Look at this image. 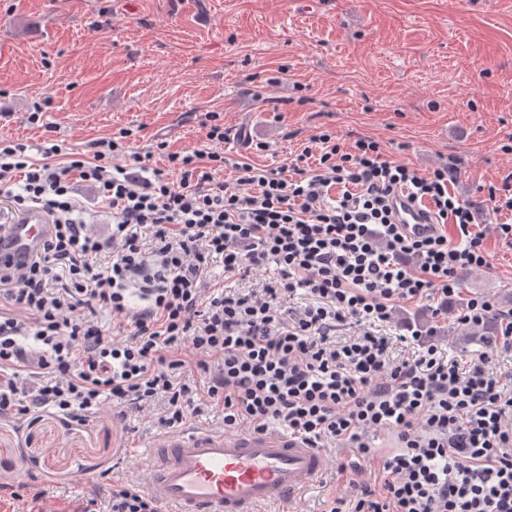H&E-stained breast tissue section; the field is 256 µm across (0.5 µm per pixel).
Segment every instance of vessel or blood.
Here are the masks:
<instances>
[{
    "label": "vessel or blood",
    "instance_id": "1",
    "mask_svg": "<svg viewBox=\"0 0 512 512\" xmlns=\"http://www.w3.org/2000/svg\"><path fill=\"white\" fill-rule=\"evenodd\" d=\"M395 218L405 233L430 234L435 223L425 205L399 194ZM52 234L40 211L32 210L0 233V263L19 268L37 255ZM150 489L168 512H257L274 505L291 512L297 497L323 475L321 449L298 436L268 432L191 429L152 441Z\"/></svg>",
    "mask_w": 512,
    "mask_h": 512
}]
</instances>
